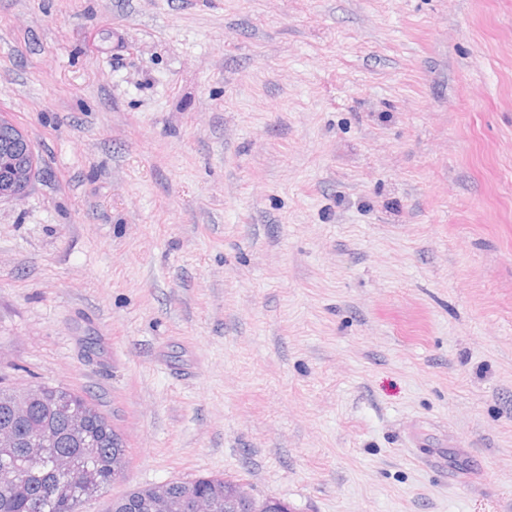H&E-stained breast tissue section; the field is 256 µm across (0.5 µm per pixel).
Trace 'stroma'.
<instances>
[{
	"label": "stroma",
	"instance_id": "35a3bbf8",
	"mask_svg": "<svg viewBox=\"0 0 512 512\" xmlns=\"http://www.w3.org/2000/svg\"><path fill=\"white\" fill-rule=\"evenodd\" d=\"M0 376L97 405L79 512H512V0H0ZM7 134L0 142V201L25 196L39 175L38 157L27 134L8 118L0 117ZM224 477H198L192 482H175L171 489L177 493L190 492L206 496H174L166 483L154 485L155 491L147 502L150 512H289L288 505L275 498L258 499L245 483ZM234 482V483H233ZM231 484L224 488V485ZM209 497L224 498L221 506ZM151 492L152 488L149 486L142 487L111 504L108 512H146L145 503Z\"/></svg>",
	"mask_w": 512,
	"mask_h": 512
}]
</instances>
